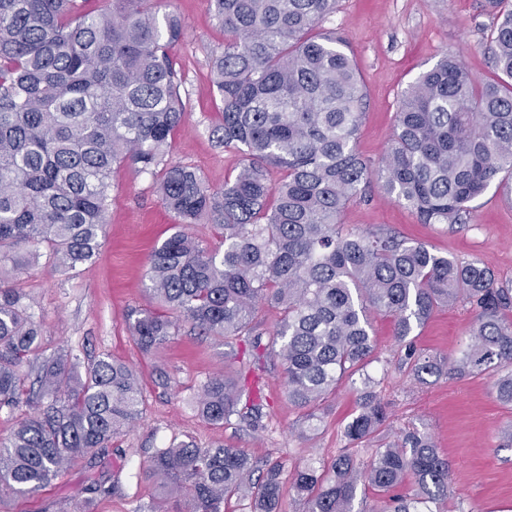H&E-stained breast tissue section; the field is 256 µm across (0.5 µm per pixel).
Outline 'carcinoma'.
Masks as SVG:
<instances>
[{"instance_id": "carcinoma-1", "label": "carcinoma", "mask_w": 512, "mask_h": 512, "mask_svg": "<svg viewBox=\"0 0 512 512\" xmlns=\"http://www.w3.org/2000/svg\"><path fill=\"white\" fill-rule=\"evenodd\" d=\"M159 2L112 0L94 12L78 0H0V410L20 413L0 439V498L41 490L74 460L97 464L142 417L132 367L109 356L85 364L66 349L43 355L27 297L6 282L44 247L68 270L91 261L112 173L133 166L161 169L158 194L179 227L147 271V289L177 319L129 315L139 349L163 347L182 322L246 342L280 361L303 429L343 379L361 375L346 447L291 475L301 512H447L450 467L429 434L414 428L382 442L387 407L364 375L377 359L369 313L394 318L400 361L415 380L487 374L512 407V285L387 229H347L339 216L374 183L421 223L453 231L468 223L471 202L512 173V10L497 13L486 45L498 78L478 82L453 55L422 72L374 166L355 147L365 101L356 64L340 36L321 31L336 0H212L224 30L212 59L223 113L213 134L246 157L212 190L195 169L165 162L184 115L169 53L183 27ZM270 167L284 172L276 184ZM199 227L218 231L219 245ZM458 302L473 312L462 345L445 358L419 352L413 330ZM261 306L280 314L271 331L261 328ZM246 367L203 385L204 420L258 425L264 404L240 405ZM367 447L361 463L356 449ZM145 473L189 512H222L234 496L252 512H278L284 466L180 441L156 449Z\"/></svg>"}]
</instances>
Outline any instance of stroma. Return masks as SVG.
<instances>
[{"instance_id": "obj_1", "label": "stroma", "mask_w": 512, "mask_h": 512, "mask_svg": "<svg viewBox=\"0 0 512 512\" xmlns=\"http://www.w3.org/2000/svg\"><path fill=\"white\" fill-rule=\"evenodd\" d=\"M483 3L337 0L325 26L345 37V51L367 92L356 140L363 159L379 162L392 136L402 91L444 55H459L479 82L495 79L485 51L494 17ZM161 9L177 13L184 27L171 52L182 74L185 121L172 137L170 157L196 169L210 189L219 190L243 162L240 152L218 146L213 134L222 121V103L210 59L223 49L224 32L210 0H163ZM157 180V175L131 166L113 174L103 246L79 272H64L44 256L15 279L41 326L44 354L64 348L86 361L107 354L136 369L143 388L142 419L115 441L95 468L71 463L40 492L0 499V512H75L79 507L84 512H150L157 503L166 512H187L184 500H161L145 476L154 449L175 439H191L203 447L220 441L257 461H280L289 473L329 461L347 444L343 430L358 400L350 380H342L322 401L313 428L301 432L295 425L300 412L288 400L280 365L261 363L249 375L266 402L259 428L235 421L215 426L199 417L196 397L209 377L232 365L240 345L199 335L185 323L158 353L140 351L128 315L159 310L146 289L147 261L176 223L155 191ZM508 186L512 179L507 177L502 186L490 187L474 200L468 227L455 232L420 223L411 209L387 199L374 185L347 205L340 222L349 229L387 228L460 260L478 261L500 281L512 282V201L504 196ZM472 320L466 304L445 307L415 328L412 339L421 352L445 356L467 336ZM370 334L378 359L367 371L389 408L387 439L410 426L429 433L451 465L456 493L448 502L452 510L460 505L466 512H512V447L501 439L502 428L512 424V409L496 400L491 378L483 374L417 382L399 362L392 319L372 316ZM94 484L99 487L95 493L90 490Z\"/></svg>"}]
</instances>
